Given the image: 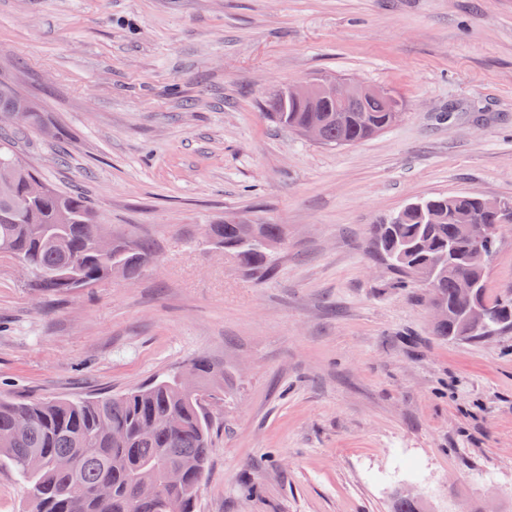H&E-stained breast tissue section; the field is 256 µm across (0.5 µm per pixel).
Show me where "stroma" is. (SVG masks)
<instances>
[{
  "label": "stroma",
  "mask_w": 512,
  "mask_h": 512,
  "mask_svg": "<svg viewBox=\"0 0 512 512\" xmlns=\"http://www.w3.org/2000/svg\"><path fill=\"white\" fill-rule=\"evenodd\" d=\"M321 75L402 117L343 147L269 118ZM1 85L37 107L23 161L158 260L50 296L0 254V395L121 394L203 355L224 402L198 512H391L411 486L423 512H512V331L434 336L370 247L426 196L512 202V0H0ZM229 215L284 226L274 277L208 237ZM487 267L512 289V226Z\"/></svg>",
  "instance_id": "obj_1"
}]
</instances>
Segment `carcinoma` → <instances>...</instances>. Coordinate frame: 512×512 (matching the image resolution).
Segmentation results:
<instances>
[{"instance_id": "1", "label": "carcinoma", "mask_w": 512, "mask_h": 512, "mask_svg": "<svg viewBox=\"0 0 512 512\" xmlns=\"http://www.w3.org/2000/svg\"><path fill=\"white\" fill-rule=\"evenodd\" d=\"M270 107L276 122L290 130L321 121L323 144L340 147L390 128L402 102L376 97L353 102L344 112L332 103L312 112L303 102L277 98ZM35 177L15 143L0 139V218L10 220L0 223V253L20 255L42 273L34 287L52 293L87 288L111 275L115 263L125 277L135 278L154 260V245L147 239L118 237L111 253H98L93 238L102 225L93 223L98 215L81 192L53 188L50 195L18 208ZM497 223L485 198L460 194L428 197L372 225L374 248L401 277L415 282L414 271L432 273L430 302L447 312L434 325V335L479 342L512 330V293L491 296L487 270L472 271L464 261L469 242L463 225ZM208 234L244 272L259 278L273 274L271 247L283 240L282 225L247 224L228 216L222 224L208 225ZM469 274L480 280L478 298L471 300L458 292L459 278ZM481 309L484 326L475 330L465 318ZM188 366L196 374L195 391L174 375L96 400L0 401V465L27 482L34 512H164L156 501L132 507L130 489L141 480L161 483L165 466H179L186 481L169 493L183 501L184 512H196L197 483L210 454L208 402L224 397V365L198 357ZM60 458L73 459L74 466L58 467ZM103 484L111 488L105 501L93 494ZM392 512H421V502L398 491Z\"/></svg>"}]
</instances>
